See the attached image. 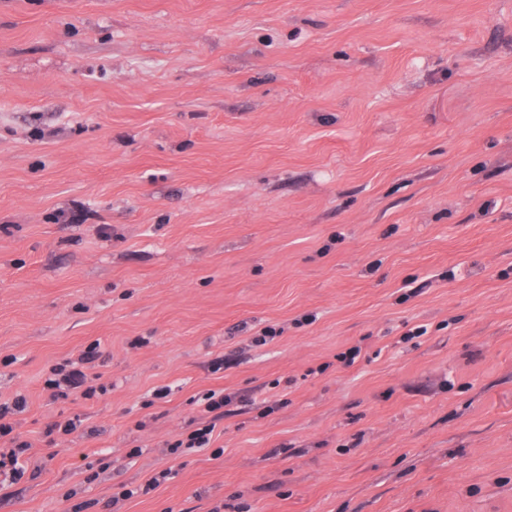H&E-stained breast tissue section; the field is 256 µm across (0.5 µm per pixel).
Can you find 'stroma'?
Here are the masks:
<instances>
[{
	"mask_svg": "<svg viewBox=\"0 0 512 512\" xmlns=\"http://www.w3.org/2000/svg\"><path fill=\"white\" fill-rule=\"evenodd\" d=\"M18 394L0 512H512V0H0ZM99 357L97 345L90 346L80 359L88 372L76 368L67 369L69 366L67 363L58 364L51 368L50 376L44 381L45 386L53 390V396L56 398L66 399L71 395H80L84 399L95 397L98 391H106L104 385L89 384L100 378V374L95 371L99 365L97 364ZM214 428V425H204L193 429L182 438L176 439L169 444L168 448H170V454H180L184 452V449L209 448L208 446L211 443ZM12 448L9 451L2 452L0 449V477L3 475L5 480L9 477L12 483L22 478L24 475V465L20 462L21 455L31 448L27 441L19 440L18 436L9 438Z\"/></svg>",
	"mask_w": 512,
	"mask_h": 512,
	"instance_id": "obj_1",
	"label": "stroma"
}]
</instances>
